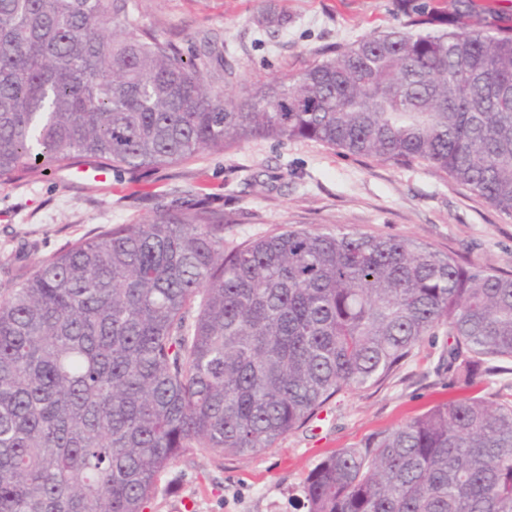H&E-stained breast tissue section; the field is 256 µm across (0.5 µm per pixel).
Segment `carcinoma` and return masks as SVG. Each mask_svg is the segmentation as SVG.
I'll return each instance as SVG.
<instances>
[{"label":"carcinoma","instance_id":"cac0c4a2","mask_svg":"<svg viewBox=\"0 0 512 512\" xmlns=\"http://www.w3.org/2000/svg\"><path fill=\"white\" fill-rule=\"evenodd\" d=\"M230 96L130 0H0V183L80 162L131 174L263 138L424 162L512 216V32L471 0ZM201 194L110 224L0 298V512H144L190 448L275 446L445 332L449 384L512 363V273L409 238L288 229L232 248ZM305 512H512V393L457 395L333 451Z\"/></svg>","mask_w":512,"mask_h":512}]
</instances>
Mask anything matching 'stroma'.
I'll list each match as a JSON object with an SVG mask.
<instances>
[{"mask_svg":"<svg viewBox=\"0 0 512 512\" xmlns=\"http://www.w3.org/2000/svg\"><path fill=\"white\" fill-rule=\"evenodd\" d=\"M135 24L174 40L183 55L201 51L204 34L224 42L206 79L232 67L233 91L303 71L362 37L400 27L397 0H131ZM283 15L264 28L263 14ZM204 191L230 213L233 246L287 229L341 227L409 237L457 254L470 267L512 269V216L416 162L398 166L321 142L254 139L203 152L134 178L111 171L103 182L62 171L0 184V267L28 263L107 224H134ZM445 335L426 338L383 385L335 396L318 417L272 448L219 459L190 449L162 475L145 512H300L295 500L308 472L331 450L391 429L447 398L441 369Z\"/></svg>","mask_w":512,"mask_h":512,"instance_id":"obj_1","label":"stroma"}]
</instances>
